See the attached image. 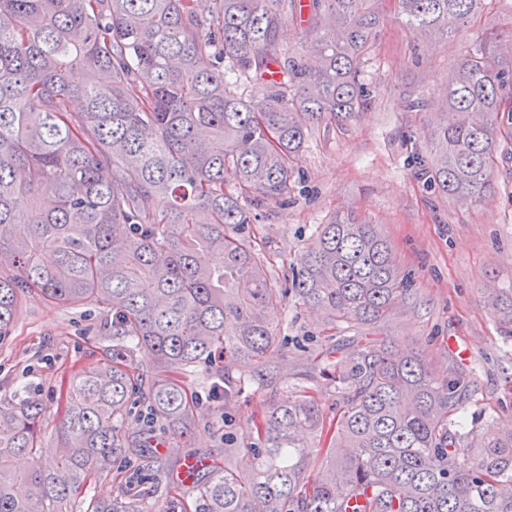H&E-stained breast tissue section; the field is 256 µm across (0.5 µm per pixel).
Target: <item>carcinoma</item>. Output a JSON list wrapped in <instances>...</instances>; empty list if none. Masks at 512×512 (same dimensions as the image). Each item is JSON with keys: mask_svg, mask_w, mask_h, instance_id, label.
Masks as SVG:
<instances>
[{"mask_svg": "<svg viewBox=\"0 0 512 512\" xmlns=\"http://www.w3.org/2000/svg\"><path fill=\"white\" fill-rule=\"evenodd\" d=\"M377 3L0 0V337L39 288L55 305L109 306L112 335L147 349L154 368L107 359L73 375L50 444L41 403H0V512H75L91 477L151 447L131 418L140 392L144 417L174 440L156 471L181 476L196 413L188 378L218 352L224 402L242 389L233 369L243 360L268 385L280 336L265 312L288 295L334 327L377 321L410 291L373 224L321 225L289 283L246 235L255 205L288 203L308 122L371 106L361 64L379 37ZM399 4L408 30L446 38L487 0ZM289 18L302 24L296 49L279 42ZM226 65L264 83V97L232 92ZM446 107L457 119L433 121L417 168L441 196L480 204L500 120L512 124V57L493 38L448 74ZM491 306L512 338V288ZM319 356L339 414L307 394L271 401L255 445L226 448L224 468L193 474L194 512H512V428H450L463 378L395 355L382 338ZM324 435L327 447L310 443ZM90 512L187 509L132 492Z\"/></svg>", "mask_w": 512, "mask_h": 512, "instance_id": "1", "label": "carcinoma"}]
</instances>
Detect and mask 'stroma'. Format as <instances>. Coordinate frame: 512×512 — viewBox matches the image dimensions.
I'll list each match as a JSON object with an SVG mask.
<instances>
[{
  "label": "stroma",
  "mask_w": 512,
  "mask_h": 512,
  "mask_svg": "<svg viewBox=\"0 0 512 512\" xmlns=\"http://www.w3.org/2000/svg\"><path fill=\"white\" fill-rule=\"evenodd\" d=\"M382 32L362 64L375 91L372 107L357 119L311 122L288 204L257 211L250 234L280 278H291L317 227L347 215L376 225L390 243L411 292L372 324L329 327L323 314L296 300L271 309L283 340L270 357L280 386L277 399L309 393L328 414L339 398L318 372L314 358L326 336L389 338L393 353H421L438 375L458 370L470 382L464 407L474 420L512 426V340H504L485 298L487 289L512 288V133L503 132L494 172V192L467 205L440 196L414 173L412 154L426 146L427 128L442 111L448 73L483 32L512 38V0H493L448 41L412 33L401 23L397 0H381ZM420 94L423 109L406 112L402 96ZM111 313L92 302L72 309L52 304L40 290L26 293L8 336L0 338V401L20 392L44 405L47 428L65 406V388L76 372L97 367L125 345L108 333ZM224 361L215 356L197 367L191 389L197 416L183 440L187 452L224 460V443L256 439L266 396L245 388L232 406L210 397ZM162 499L191 503V485L157 475L137 458L94 477L76 498L77 512L90 500L123 496L128 482Z\"/></svg>",
  "instance_id": "stroma-1"
}]
</instances>
